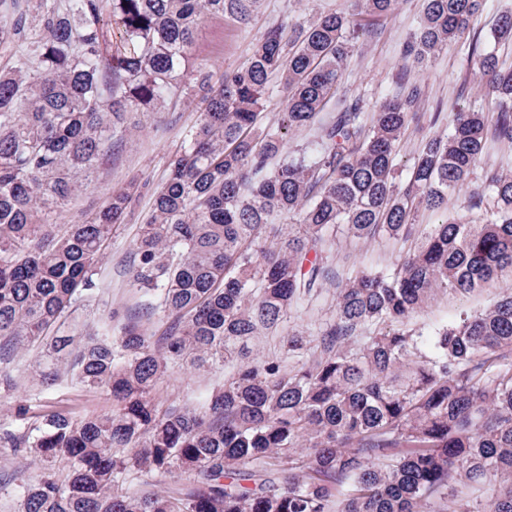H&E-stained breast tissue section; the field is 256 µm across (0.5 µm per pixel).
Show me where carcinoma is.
<instances>
[{
  "instance_id": "obj_1",
  "label": "carcinoma",
  "mask_w": 512,
  "mask_h": 512,
  "mask_svg": "<svg viewBox=\"0 0 512 512\" xmlns=\"http://www.w3.org/2000/svg\"><path fill=\"white\" fill-rule=\"evenodd\" d=\"M261 0H0V339L18 353L51 335L41 381L69 373L112 397V413L57 412L24 431L0 428V446L25 448L43 470L3 483L18 512H512V292L423 334L407 327L437 290L470 292L512 267V175L490 174L470 197L477 222L434 224L386 272L348 278L334 316L312 340L280 337L281 357L255 341L288 322L317 292L325 267L309 254L344 226L352 237L408 241L419 209L448 208L487 141L512 144V13L493 44L473 48L489 112H456L450 131L423 142L411 171L394 159L421 102L417 85L375 112L336 96L356 48L358 17L390 16L397 0H349L350 9L273 27L248 62L214 79L188 74L203 17L248 21ZM485 0H424L402 53L423 65L470 36ZM120 44L112 46V25ZM277 79L281 118L260 124ZM196 89L204 105L171 159L133 241L132 287L156 299L161 335L129 321L120 335L62 319L93 299L96 267L131 212L112 191L77 224L47 208L92 181L100 157L131 126ZM318 125L311 145L288 135ZM283 216L296 228L271 239ZM232 365L202 411L160 405L153 391L176 365ZM64 457L57 478L52 463ZM190 483L131 493L135 474ZM488 487L484 501L462 487Z\"/></svg>"
}]
</instances>
